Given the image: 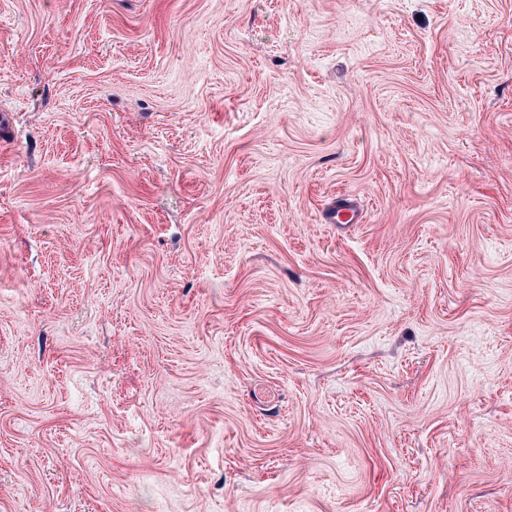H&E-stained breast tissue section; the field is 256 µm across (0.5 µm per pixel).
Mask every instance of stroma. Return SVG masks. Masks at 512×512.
Returning <instances> with one entry per match:
<instances>
[{
  "mask_svg": "<svg viewBox=\"0 0 512 512\" xmlns=\"http://www.w3.org/2000/svg\"><path fill=\"white\" fill-rule=\"evenodd\" d=\"M2 112L0 512H512V0H0Z\"/></svg>",
  "mask_w": 512,
  "mask_h": 512,
  "instance_id": "obj_1",
  "label": "stroma"
}]
</instances>
